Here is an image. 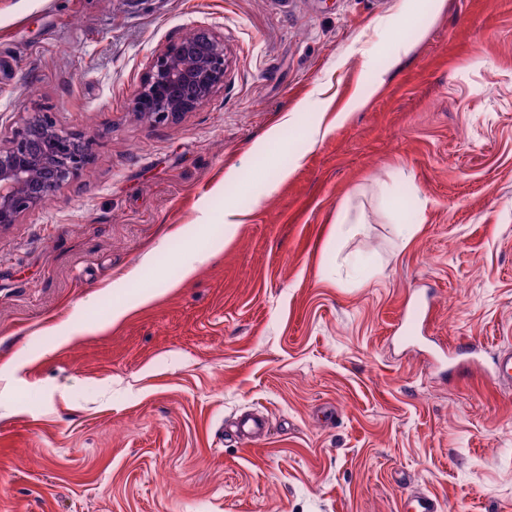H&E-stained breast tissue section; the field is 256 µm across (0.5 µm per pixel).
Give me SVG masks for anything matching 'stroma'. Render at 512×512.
<instances>
[{
    "instance_id": "35a3bbf8",
    "label": "stroma",
    "mask_w": 512,
    "mask_h": 512,
    "mask_svg": "<svg viewBox=\"0 0 512 512\" xmlns=\"http://www.w3.org/2000/svg\"><path fill=\"white\" fill-rule=\"evenodd\" d=\"M193 29L223 84L138 118ZM36 113L90 161L0 229V512H512V0H0V139ZM224 42L192 30L162 46L132 94L136 115L154 123L176 120L205 103L224 82ZM236 433L239 438L253 440L267 433V426L258 414L240 417L236 423Z\"/></svg>"
}]
</instances>
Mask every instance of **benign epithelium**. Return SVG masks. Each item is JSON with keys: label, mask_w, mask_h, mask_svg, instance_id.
<instances>
[{"label": "benign epithelium", "mask_w": 512, "mask_h": 512, "mask_svg": "<svg viewBox=\"0 0 512 512\" xmlns=\"http://www.w3.org/2000/svg\"><path fill=\"white\" fill-rule=\"evenodd\" d=\"M224 42L201 30L162 46L132 94L136 115L154 123L173 121L205 103L224 82ZM89 145L37 115L0 144V229L56 197L88 161Z\"/></svg>", "instance_id": "1"}]
</instances>
